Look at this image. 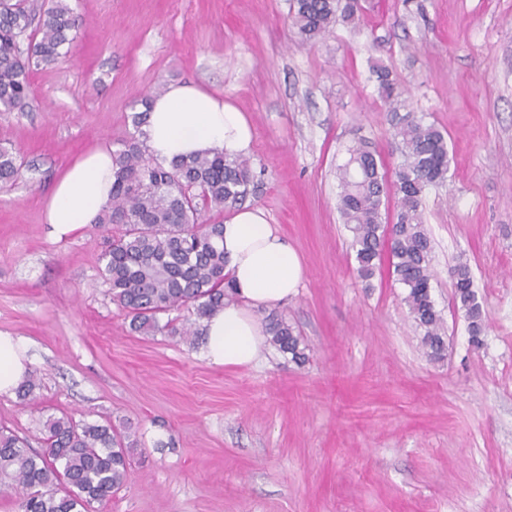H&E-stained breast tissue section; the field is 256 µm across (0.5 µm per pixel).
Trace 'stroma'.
<instances>
[{
    "label": "stroma",
    "instance_id": "1",
    "mask_svg": "<svg viewBox=\"0 0 512 512\" xmlns=\"http://www.w3.org/2000/svg\"><path fill=\"white\" fill-rule=\"evenodd\" d=\"M71 52L34 69L23 110L0 112L22 176L0 184V332L30 342L34 398L0 395V427L42 447L66 414L132 428L125 485L101 512H512V0H359L358 27L314 41L291 0H66ZM448 141L423 220L446 357L431 361L387 269L357 278L336 169L366 140L387 177L402 161L372 66ZM174 81L222 92L253 128L264 211L299 254L277 314L308 347L214 366L202 344L143 336L98 274L105 229L47 236L57 179L134 133L141 99ZM470 265L488 312L474 349L452 303Z\"/></svg>",
    "mask_w": 512,
    "mask_h": 512
}]
</instances>
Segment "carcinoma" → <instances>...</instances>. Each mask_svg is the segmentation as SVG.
I'll return each mask as SVG.
<instances>
[{
	"label": "carcinoma",
	"mask_w": 512,
	"mask_h": 512,
	"mask_svg": "<svg viewBox=\"0 0 512 512\" xmlns=\"http://www.w3.org/2000/svg\"><path fill=\"white\" fill-rule=\"evenodd\" d=\"M357 0H294L291 22L305 40L322 37L338 23L356 26ZM79 22L64 0L36 9L29 0H0V109L26 106L33 69L56 63L72 44ZM390 112L403 161L396 171L395 222L387 223L388 188L376 156L364 142L348 149L338 168L339 210L352 233L356 273L371 279L383 262L404 290L403 301L427 356L445 357L444 321L431 295V242L422 221L425 190L444 182L448 144L431 123L407 111L388 70L375 71ZM112 197L97 223L108 226L99 274L112 303L130 317L132 331L166 333L196 341L201 323L232 298L224 274L222 224H202V213L242 204L255 174L249 159L214 152L165 166L147 156L136 135L112 153ZM21 176L16 157L0 149V181ZM454 307L467 321L471 345L484 344L486 312L474 290L468 263L452 271ZM183 312L182 325L170 317ZM167 320H162V317ZM269 341L290 361L303 364L306 346L286 321L269 317ZM45 449L30 450L9 430L0 429V478L21 487L18 512H92L126 482L135 442L110 421H76L68 415L42 422Z\"/></svg>",
	"instance_id": "cac0c4a2"
}]
</instances>
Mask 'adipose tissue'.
<instances>
[{"label":"adipose tissue","instance_id":"ef3b65f1","mask_svg":"<svg viewBox=\"0 0 512 512\" xmlns=\"http://www.w3.org/2000/svg\"><path fill=\"white\" fill-rule=\"evenodd\" d=\"M149 155L165 164L206 152L234 158L248 153L253 131L244 113L223 95L193 83H172L150 101L144 126ZM112 151L101 148L75 161L57 181L46 205L51 239L60 241L94 223L111 198ZM225 271L235 298L204 322V356L221 366H246L264 348L256 316L296 294L304 268L296 250L263 211L244 208L224 224ZM28 343L0 333V394L17 388L29 372Z\"/></svg>","mask_w":512,"mask_h":512}]
</instances>
